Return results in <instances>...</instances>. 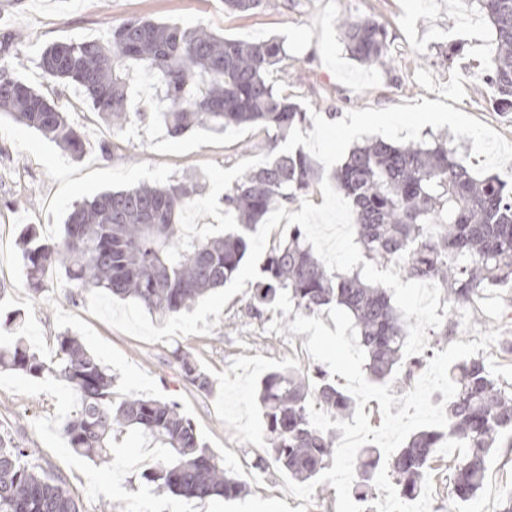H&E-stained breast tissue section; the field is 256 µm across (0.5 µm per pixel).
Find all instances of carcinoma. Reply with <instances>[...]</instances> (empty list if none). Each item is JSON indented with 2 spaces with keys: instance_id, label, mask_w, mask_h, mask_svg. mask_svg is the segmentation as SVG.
Returning <instances> with one entry per match:
<instances>
[{
  "instance_id": "1",
  "label": "carcinoma",
  "mask_w": 512,
  "mask_h": 512,
  "mask_svg": "<svg viewBox=\"0 0 512 512\" xmlns=\"http://www.w3.org/2000/svg\"><path fill=\"white\" fill-rule=\"evenodd\" d=\"M267 0H224L234 13L261 9ZM484 17L492 42L482 78L495 92L496 107L512 112V0H471ZM339 29L350 56L366 66H388L387 34L372 18L347 17ZM21 38L0 32V112L36 130L78 158L82 133L55 101L15 72L12 58ZM286 56L275 39L247 42L217 35L207 27L132 17L103 39L55 43L39 56L46 80L82 90L112 131L136 116H152L137 105L126 82L132 68L160 86L166 110L158 113L173 137L206 127L259 129L274 143L308 122L303 105L268 80ZM330 177L349 199L353 225L367 261L399 263L406 279H431L446 300L463 307L486 288L512 286V188L495 176L474 177L467 156L440 138L429 144H393L371 139L355 147ZM319 178L301 150L279 154L252 168L224 193V213L235 224L222 236L188 238L180 224L198 193L190 178L162 185L107 191L76 205L61 239L40 238L32 227L21 241L27 286L33 295L46 288L47 275L65 270L76 292L101 289L132 299L149 313L166 318L190 309L209 291L237 274L249 249V235L272 208L293 203ZM264 279L253 293L261 311L283 296L291 314L307 317L329 305L350 314L366 370L374 381L400 365L408 326L389 291L366 282L359 271H330L308 246L296 225L272 251ZM185 379L200 391L212 382L188 351L176 353ZM0 368L33 378L45 375L67 383L75 410L62 423L69 448L102 464L111 460L112 441L128 432L168 450L143 474L154 490L185 498H232L244 491L222 461L205 448L193 422L174 403L135 394L117 395L112 374L78 337L59 334L54 356L40 360L22 340L0 347ZM457 393L448 404L447 426L420 430L387 462L399 498L419 494L436 450L448 441L467 448L448 459L451 492L465 502L483 483L493 448L512 440V383L499 379L481 358L452 369ZM266 419L265 439L280 470L306 482L322 473L336 450V432L310 423L314 400L332 420L348 419L352 400L322 370L302 374L278 369L260 382ZM29 454L0 435V512H79L63 481L32 465ZM376 448L363 449L355 495L369 501Z\"/></svg>"
}]
</instances>
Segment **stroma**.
<instances>
[{"label":"stroma","instance_id":"35a3bbf8","mask_svg":"<svg viewBox=\"0 0 512 512\" xmlns=\"http://www.w3.org/2000/svg\"><path fill=\"white\" fill-rule=\"evenodd\" d=\"M134 16L203 25L240 40H281L287 57L269 79L304 102L308 122L274 144L254 128H197L172 137L162 122L135 118L115 132L72 88L58 104L86 140L84 155L75 158L0 113V322L21 315V335L45 360L52 358L59 333L78 335L109 368L117 393L177 403L202 444L245 484L247 495L296 508L301 499L286 491L282 471L266 454L258 401L268 372L317 367L305 348L308 334L283 324L287 302L256 313L255 284L249 281L209 334L148 343L90 315L87 295L70 288L64 271H54L45 291L33 295L25 286L20 235L33 224L42 238H59L74 204L106 190L189 176L197 177L200 192L181 221L190 232L217 235L225 224L224 192L247 169L300 150L327 177L354 146L373 138L406 143L447 135L449 143L466 148L475 176L496 175L512 185V112L491 108L493 90L481 77L488 28L466 0H268L245 14L225 10L224 0H0V21L24 36L18 71L40 90L47 81L37 58L45 46L105 37ZM349 16H370L385 27L390 67L371 68L350 57L338 28ZM105 143L114 144L111 154L102 152ZM510 302L511 287L485 289L455 311L453 338L427 328L428 351L499 331L482 357L512 382V357L502 354L512 342V319L502 318ZM180 349L208 373L210 391L183 380L173 358ZM74 405V393L63 382L0 373V431L26 448L34 463L61 476L81 512H100L106 503L119 504L122 512H206V501L160 495L147 485L142 473L162 450L137 435L120 437L107 465L71 451L60 426ZM511 493L512 445L504 442L492 451L475 497L483 512H502Z\"/></svg>","mask_w":512,"mask_h":512}]
</instances>
